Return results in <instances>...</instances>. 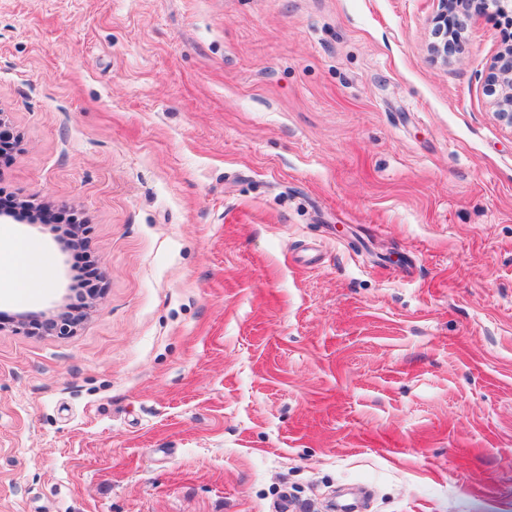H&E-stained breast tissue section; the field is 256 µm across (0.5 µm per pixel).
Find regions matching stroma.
<instances>
[{
    "label": "stroma",
    "instance_id": "stroma-1",
    "mask_svg": "<svg viewBox=\"0 0 512 512\" xmlns=\"http://www.w3.org/2000/svg\"><path fill=\"white\" fill-rule=\"evenodd\" d=\"M438 8L0 0V512H512V23ZM486 85L490 93L497 95V115L512 126V44L490 67ZM18 274L17 276L8 281H0V288H38L44 279V274L41 267L37 264L32 257L25 253L19 252L17 258ZM73 269L75 271L73 283V297L77 303H80L84 296L94 287L91 280V272L86 255L77 252L74 253ZM66 311L52 317H45L44 315H24L19 318V323L28 325L31 327V330L41 331L42 333L68 335L72 332L76 322L65 314ZM35 325L39 326V329H35Z\"/></svg>",
    "mask_w": 512,
    "mask_h": 512
}]
</instances>
